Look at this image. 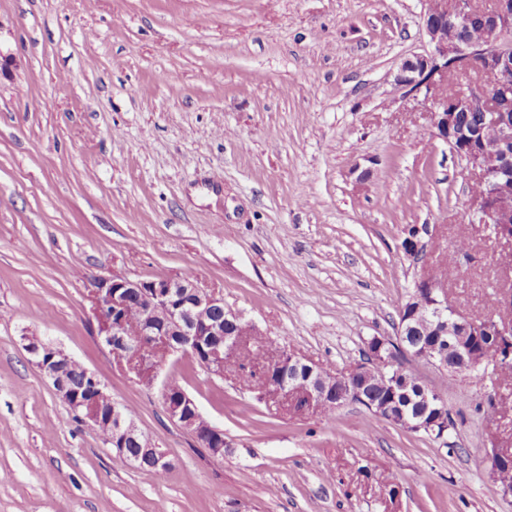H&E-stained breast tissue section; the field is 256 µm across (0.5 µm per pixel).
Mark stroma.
Listing matches in <instances>:
<instances>
[{"label":"stroma","mask_w":512,"mask_h":512,"mask_svg":"<svg viewBox=\"0 0 512 512\" xmlns=\"http://www.w3.org/2000/svg\"><path fill=\"white\" fill-rule=\"evenodd\" d=\"M426 0H0V512H512L486 455L512 438V374L413 371L450 443L349 403L335 420L256 400L172 358L163 377L231 448L216 458L114 365L97 279L190 278L328 373L395 338L426 264L461 236L448 300L512 312L506 248L470 223L471 178L401 96ZM98 374L172 460L120 459L34 365L26 337ZM506 396L494 412L488 400Z\"/></svg>","instance_id":"obj_1"}]
</instances>
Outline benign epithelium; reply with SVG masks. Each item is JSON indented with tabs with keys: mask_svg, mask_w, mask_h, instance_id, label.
<instances>
[{
	"mask_svg": "<svg viewBox=\"0 0 512 512\" xmlns=\"http://www.w3.org/2000/svg\"><path fill=\"white\" fill-rule=\"evenodd\" d=\"M428 7L423 25L429 37L431 50L404 60L395 75V84L404 96L428 104L433 136L446 143L465 161L473 183L488 191L471 194L468 199L470 222L481 224L490 231L489 237L512 248V162L508 161L512 147V45L491 36L475 45L460 41L455 30L478 18L488 31H498L504 23H512V0H493L488 10H478L472 0H426ZM477 67L485 76L478 100L463 94L446 96L448 69L464 74ZM477 104L491 120L496 130L499 153L491 154L476 138L458 131L457 112ZM429 235V227L417 225L407 237L402 249L410 257H423L422 238ZM448 283H440L422 275L415 280V289L408 298V311L402 312L400 331L414 328L419 317H429L441 327L443 335L456 327L459 334L448 343V349L459 352L461 365L446 363L445 351L434 348L423 352L404 350L409 359L423 358L441 371L469 376L489 368L498 369L512 359V319L497 320L485 317L474 320L460 315L448 306ZM140 297L145 316H161L168 328L158 332L147 326L137 336L128 333L125 326L129 298ZM92 310L97 320L96 336L113 358L127 364L136 381L148 389L156 386L160 369L167 357L194 351L203 336H221L223 340L211 345L203 368L213 377L224 378L228 361L237 358L245 336L255 335L254 327L236 313L210 319L208 315L224 310V298L199 290L187 278L162 277L157 280L130 279L122 275L101 278L90 295ZM469 336H492L499 345L490 357H475L466 343ZM27 349L36 367L48 379L57 394L95 428L112 431L109 445L115 454L125 458L127 441L136 437L139 427L135 420L124 416L117 404L112 411L103 410L104 402L112 399L106 385L92 371L85 370L87 389L78 390L64 382L59 367L73 358L63 349L35 336L26 337ZM280 364L281 387L278 395L292 402L304 401L301 412L319 414L323 406L336 407L362 398L364 389L380 386L394 394L395 377L383 372L393 364L387 341L374 337L367 343L366 361L346 372L324 374L314 363L283 356ZM170 420L191 434L217 458L224 457V449L231 447L224 431L208 423L196 401L182 392L164 402ZM379 417L413 432H424L442 439L453 427L445 418L426 419L393 413L389 404L369 405Z\"/></svg>",
	"mask_w": 512,
	"mask_h": 512,
	"instance_id": "7a95c632",
	"label": "benign epithelium"
}]
</instances>
